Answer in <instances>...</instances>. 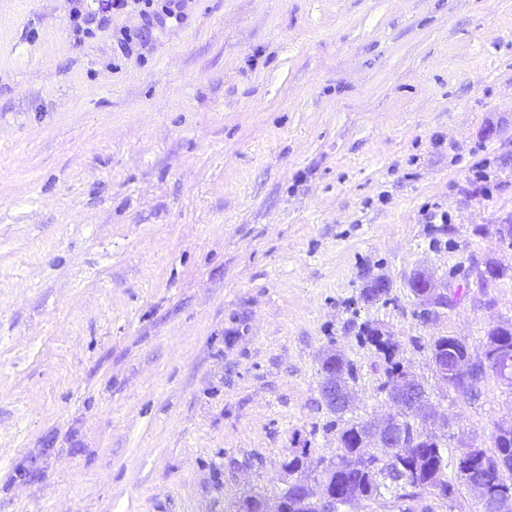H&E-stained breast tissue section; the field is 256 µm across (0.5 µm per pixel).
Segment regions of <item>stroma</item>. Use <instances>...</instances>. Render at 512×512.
I'll list each match as a JSON object with an SVG mask.
<instances>
[{"mask_svg":"<svg viewBox=\"0 0 512 512\" xmlns=\"http://www.w3.org/2000/svg\"><path fill=\"white\" fill-rule=\"evenodd\" d=\"M76 4L0 0V512L277 495L287 449L335 453L325 351L352 418L387 412L368 323L449 456L492 450L512 387L446 392L428 343L512 324V0H186L132 54L136 8L86 35ZM424 269L458 298L434 322Z\"/></svg>","mask_w":512,"mask_h":512,"instance_id":"obj_1","label":"stroma"}]
</instances>
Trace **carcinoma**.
I'll return each mask as SVG.
<instances>
[{"instance_id":"cac0c4a2","label":"carcinoma","mask_w":512,"mask_h":512,"mask_svg":"<svg viewBox=\"0 0 512 512\" xmlns=\"http://www.w3.org/2000/svg\"><path fill=\"white\" fill-rule=\"evenodd\" d=\"M364 341L374 348L384 363V380L380 391L386 393L389 414L399 421L398 430L403 438L402 447L376 454L367 447L369 422L345 419L346 412L329 400H323L327 410L342 423L336 435V454L331 459L314 458L310 449L293 450L284 457L282 469L288 475V485L277 495L280 512H326V506L318 501L321 486L334 492L335 512L361 501L375 500L386 495L407 503L403 512H415L412 503L426 495L452 501L457 497L459 486L448 479V452L442 438L427 424L416 421V416L399 405L394 393V379L412 374L397 356L399 344L392 336H384L379 329L364 327ZM497 343L512 345V326L496 325L487 332L484 354ZM430 357L448 359L471 365L479 358L473 357L466 343L456 337L440 335L431 337ZM501 379L512 378V359L493 362L471 373L474 382L465 387L459 383L447 384L446 388L460 398L478 396L480 384L488 375ZM321 380L336 378V387L350 395L356 393L357 368L340 350L330 351L320 360ZM494 451L486 454V460H468L464 449H458L456 469L468 462L474 475L485 479L491 494L505 490L512 492V430L495 427L492 433ZM267 497L255 493L237 502V512H265Z\"/></svg>"}]
</instances>
